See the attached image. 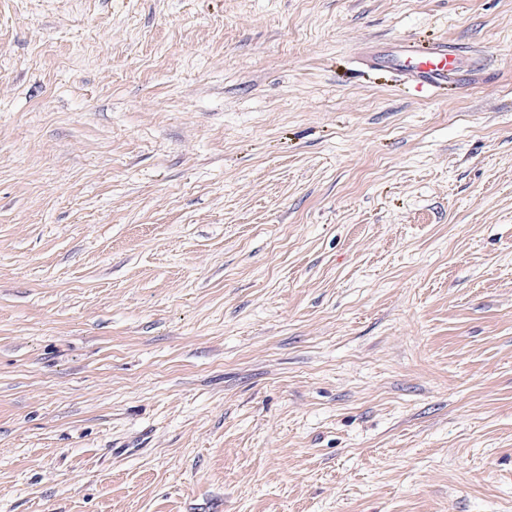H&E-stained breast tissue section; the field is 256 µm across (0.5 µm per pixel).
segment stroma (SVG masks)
I'll list each match as a JSON object with an SVG mask.
<instances>
[{
  "mask_svg": "<svg viewBox=\"0 0 512 512\" xmlns=\"http://www.w3.org/2000/svg\"><path fill=\"white\" fill-rule=\"evenodd\" d=\"M0 512H512V0H0ZM372 66H390L419 88H442L448 85L466 87L486 66L475 59L467 64L464 51L448 43H433L424 47L419 42L398 40L376 48L363 57Z\"/></svg>",
  "mask_w": 512,
  "mask_h": 512,
  "instance_id": "stroma-1",
  "label": "stroma"
}]
</instances>
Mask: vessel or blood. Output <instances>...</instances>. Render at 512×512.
<instances>
[{"label": "vessel or blood", "mask_w": 512, "mask_h": 512, "mask_svg": "<svg viewBox=\"0 0 512 512\" xmlns=\"http://www.w3.org/2000/svg\"><path fill=\"white\" fill-rule=\"evenodd\" d=\"M364 60L372 66L393 67L404 80L431 89L468 86L484 67L481 61L466 60L462 50L448 44L426 47L403 39L369 52Z\"/></svg>", "instance_id": "obj_1"}]
</instances>
